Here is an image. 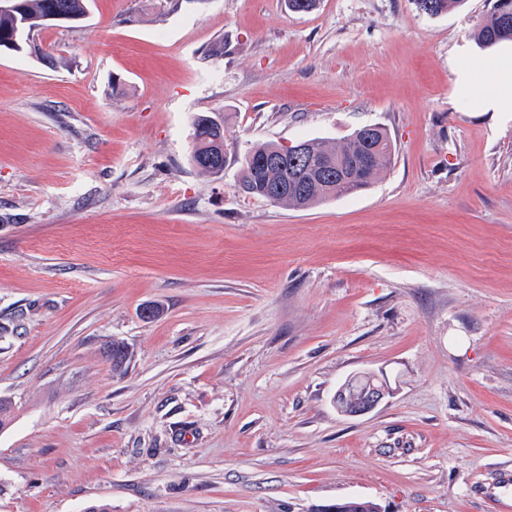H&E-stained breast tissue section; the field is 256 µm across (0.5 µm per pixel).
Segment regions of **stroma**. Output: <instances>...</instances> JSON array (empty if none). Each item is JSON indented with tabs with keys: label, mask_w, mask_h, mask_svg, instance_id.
I'll list each match as a JSON object with an SVG mask.
<instances>
[{
	"label": "stroma",
	"mask_w": 512,
	"mask_h": 512,
	"mask_svg": "<svg viewBox=\"0 0 512 512\" xmlns=\"http://www.w3.org/2000/svg\"><path fill=\"white\" fill-rule=\"evenodd\" d=\"M0 54V512H495L512 469V112L494 0H90ZM226 115L218 177L192 120ZM393 146L366 191L243 194L256 143ZM160 306L145 318L146 307ZM131 359L116 374L107 343ZM392 393L349 417L337 386ZM483 47L512 41V0H495L493 11L474 33ZM488 70L494 73L493 92L485 100V109L493 112H512L505 106L512 103V58L511 60L488 63Z\"/></svg>",
	"instance_id": "obj_1"
}]
</instances>
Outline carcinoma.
Instances as JSON below:
<instances>
[{
	"mask_svg": "<svg viewBox=\"0 0 512 512\" xmlns=\"http://www.w3.org/2000/svg\"><path fill=\"white\" fill-rule=\"evenodd\" d=\"M19 13L0 12V50L9 49L17 38L26 47L57 65V59L42 50L28 35L47 25L46 16L55 12L64 21L83 20L89 12V0H21ZM428 15H439L462 7L465 0H414ZM484 47L512 41V0H495L493 11L474 33ZM301 150L277 158L280 145L272 142L253 146L241 161L238 189L249 196L264 198L294 210L309 209L329 199L356 194L369 188L387 169L393 145L386 130L376 124L363 125L339 144L306 139ZM189 162L201 175L217 176L227 162L224 152V118L200 113L192 122ZM112 371L122 373L131 357L125 343H111ZM340 512H378L370 500L346 499Z\"/></svg>",
	"mask_w": 512,
	"mask_h": 512,
	"instance_id": "1",
	"label": "carcinoma"
}]
</instances>
